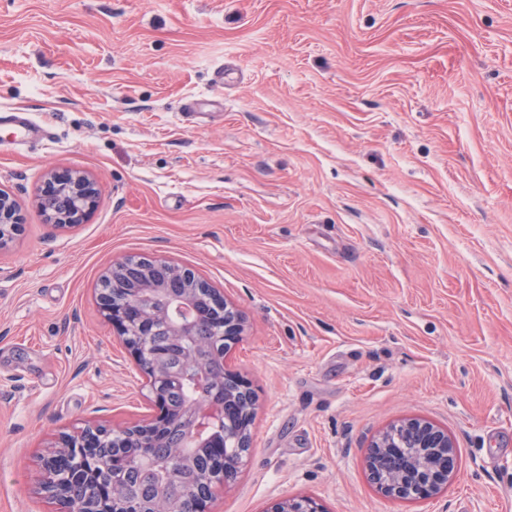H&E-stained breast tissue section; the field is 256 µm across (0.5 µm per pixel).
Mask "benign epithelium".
<instances>
[{
  "mask_svg": "<svg viewBox=\"0 0 512 512\" xmlns=\"http://www.w3.org/2000/svg\"><path fill=\"white\" fill-rule=\"evenodd\" d=\"M99 196L96 183L73 170L47 173L37 204L46 220L60 227L81 224L94 209ZM22 217L13 197L0 189V248L21 231ZM206 295L212 306L224 314V326L212 330L216 343L205 345L214 357L224 361V349L241 336L243 318L220 290L194 270L157 257L126 259L110 267L101 278L97 300L104 319L134 355L138 370L146 377L155 412L150 417L124 427L109 428L86 424L59 435L40 457L37 493L55 505V512H140L137 498L115 497L113 488L102 485L78 501L73 488L84 479V470L61 471V460L75 454L83 461L101 460L102 440L114 433L136 443L149 457L150 449L171 427L168 390L179 384L184 374L170 366L172 351L156 348L149 340L157 332V322L173 325V335L198 343L202 329L210 327L213 316L199 305ZM195 379L207 388L205 398L189 403L182 423L185 439L194 442L211 436L225 423L240 429L224 433L216 444L217 453L204 485L189 498L186 506H175L161 484L154 491L152 512H210L214 488L230 483L239 473L243 455L237 452L252 419L249 383L239 374L226 371L224 381L209 373V367L194 365ZM369 482L386 497L426 499L440 493L457 477L456 446L448 431L430 421L409 418L392 424L373 437L365 455ZM265 512H327L323 503L302 496L271 502Z\"/></svg>",
  "mask_w": 512,
  "mask_h": 512,
  "instance_id": "7a95c632",
  "label": "benign epithelium"
}]
</instances>
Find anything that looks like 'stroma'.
Here are the masks:
<instances>
[{
    "instance_id": "stroma-1",
    "label": "stroma",
    "mask_w": 512,
    "mask_h": 512,
    "mask_svg": "<svg viewBox=\"0 0 512 512\" xmlns=\"http://www.w3.org/2000/svg\"><path fill=\"white\" fill-rule=\"evenodd\" d=\"M0 512L56 437L152 411L102 318L130 257L194 269L245 318L256 412L211 512H512V0H0ZM99 188L48 224L49 169ZM453 438L440 494L369 483L374 434ZM22 217L13 197L0 189V249L21 231ZM265 512H328L323 503L313 497L302 496L271 502Z\"/></svg>"
}]
</instances>
